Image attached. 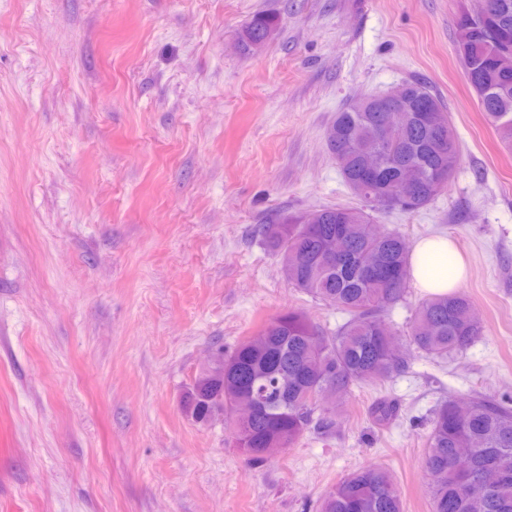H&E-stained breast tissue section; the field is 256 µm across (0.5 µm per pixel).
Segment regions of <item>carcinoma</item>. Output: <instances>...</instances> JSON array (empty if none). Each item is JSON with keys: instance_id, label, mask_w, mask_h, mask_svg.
<instances>
[{"instance_id": "carcinoma-1", "label": "carcinoma", "mask_w": 512, "mask_h": 512, "mask_svg": "<svg viewBox=\"0 0 512 512\" xmlns=\"http://www.w3.org/2000/svg\"><path fill=\"white\" fill-rule=\"evenodd\" d=\"M275 16L258 13L243 29L238 47H253L277 31ZM457 30L466 38L457 53L478 105L512 147V0H491L488 14L471 20L460 10ZM420 108L404 117L403 136L387 141L384 113L366 102L352 101L336 113L325 135L326 145L346 185L357 191L362 165L376 158L378 183L360 199L362 208L327 207L283 216L259 229L280 257L288 282L344 312L348 319L334 333H322L299 310L280 314L256 335L232 350L218 349L213 363L200 370L185 394V415L209 424L244 406L258 408L257 416L234 435L235 446L250 460H265L267 448H290L310 429L323 433L336 419L317 414L320 395L332 400L347 396L358 385H377L397 371L404 360L388 352L399 333L383 314L401 301L411 277V256L403 235L390 230L370 232L375 202L386 207L417 210L448 187L460 165L457 138L441 98L421 81L403 83ZM418 170L414 185L401 184V170ZM333 237L345 244V257L330 262L325 256ZM380 262L387 267L383 282L363 276L362 266ZM474 303L463 292L430 296L418 303L408 330L409 345L433 359L463 355L484 339V328L473 316ZM428 448L422 467L430 476L431 512H512V405L481 396L462 411L448 398L432 410ZM457 448H468L467 468L453 465ZM501 472L487 485L480 476ZM320 512H403L393 475L370 465L340 479L324 496Z\"/></svg>"}]
</instances>
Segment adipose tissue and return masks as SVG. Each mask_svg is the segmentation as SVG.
I'll use <instances>...</instances> for the list:
<instances>
[{
	"instance_id": "ef3b65f1",
	"label": "adipose tissue",
	"mask_w": 512,
	"mask_h": 512,
	"mask_svg": "<svg viewBox=\"0 0 512 512\" xmlns=\"http://www.w3.org/2000/svg\"><path fill=\"white\" fill-rule=\"evenodd\" d=\"M465 273L462 256L445 237L418 241L412 251L411 276L416 285L431 295L451 292Z\"/></svg>"
}]
</instances>
